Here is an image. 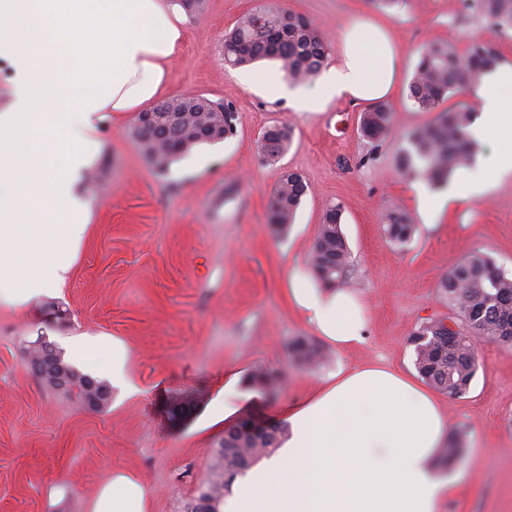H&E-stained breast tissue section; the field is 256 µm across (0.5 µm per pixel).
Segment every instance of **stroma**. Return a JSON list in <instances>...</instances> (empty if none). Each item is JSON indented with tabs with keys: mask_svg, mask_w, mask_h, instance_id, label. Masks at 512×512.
Listing matches in <instances>:
<instances>
[{
	"mask_svg": "<svg viewBox=\"0 0 512 512\" xmlns=\"http://www.w3.org/2000/svg\"><path fill=\"white\" fill-rule=\"evenodd\" d=\"M274 6L315 21L335 44L353 20L386 26L400 59L382 99L393 113L387 139L360 135L365 102L344 95L304 109L294 97L252 85L276 62L225 65V33L247 13ZM185 28L169 98L233 103L238 133L196 146L161 175L144 159L134 115L98 128L100 156L82 183L89 232L67 279L22 306L0 301V512H92L117 474L143 485L144 512H186L230 424L286 422L289 405L341 367L382 363L416 376L409 338L425 319L449 315L439 291L449 265L478 249L512 271V175L480 200L449 202L429 225L417 182L397 170L407 133L437 118L408 97L421 48L440 41L462 50L481 39L512 65V30H488L462 14L460 0H407L392 14L369 0H205ZM276 122L291 127L293 139L268 163L259 138ZM286 168L303 175L308 192L287 235L277 237L268 207ZM231 182L237 190L228 196ZM332 205L342 208L351 288L369 322L363 344H327V362L308 370L287 356L294 337H318L292 301L288 276L296 267L310 270ZM389 211L408 213L417 226L406 247L383 232L380 218ZM55 308L65 319L48 321ZM41 332L65 364L101 381L107 365L77 359L75 348L98 339L124 348L123 381L102 409H86L30 372L26 346ZM473 345L478 370L468 393L440 396L449 428L465 431L455 464L466 472L441 512H512V344L477 336ZM257 368L278 375L277 400L246 384ZM183 393L199 407L176 424L166 403Z\"/></svg>",
	"mask_w": 512,
	"mask_h": 512,
	"instance_id": "35a3bbf8",
	"label": "stroma"
}]
</instances>
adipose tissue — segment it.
<instances>
[{"label":"adipose tissue","mask_w":512,"mask_h":512,"mask_svg":"<svg viewBox=\"0 0 512 512\" xmlns=\"http://www.w3.org/2000/svg\"><path fill=\"white\" fill-rule=\"evenodd\" d=\"M173 0H0V60L13 74V98L0 113V296L12 303L64 282L85 238L89 206L73 192L99 151L97 126L111 113L138 112L168 91L183 42ZM341 61L301 105L348 95L389 94L399 58L380 26L360 21L343 32ZM512 66L477 88L484 120L475 138L493 155L451 185L421 195L427 222L447 197L482 198L512 174ZM291 295L337 348L364 340L365 308L355 292L324 291L299 270ZM447 425L436 394L385 365L338 370L288 411L282 448L248 472L224 512H440L458 485L438 467ZM132 477H111L92 512H144Z\"/></svg>","instance_id":"1"}]
</instances>
